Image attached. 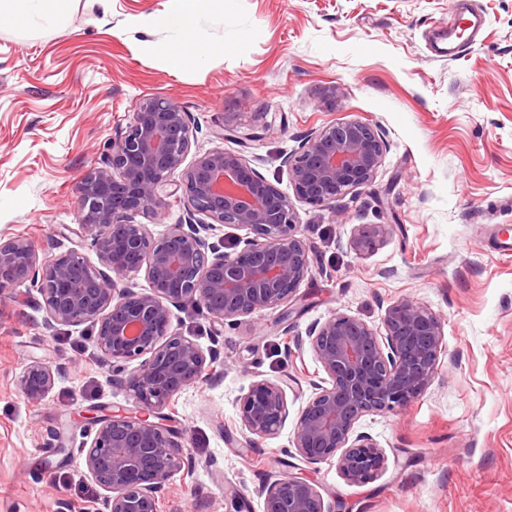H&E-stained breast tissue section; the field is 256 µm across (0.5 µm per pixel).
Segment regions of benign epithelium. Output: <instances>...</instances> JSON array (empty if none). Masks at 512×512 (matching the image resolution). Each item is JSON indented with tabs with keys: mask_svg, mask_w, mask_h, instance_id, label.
<instances>
[{
	"mask_svg": "<svg viewBox=\"0 0 512 512\" xmlns=\"http://www.w3.org/2000/svg\"><path fill=\"white\" fill-rule=\"evenodd\" d=\"M193 126L176 101L143 99L126 129L103 145L97 165L76 187L80 224L92 237L99 265L76 250L39 257L21 239L0 240V295L26 284L42 296L47 320L91 323L112 367L141 359L128 374L138 409L90 417L98 426L86 455L90 480L106 492L104 512H159L158 494L187 454L184 434L164 423L162 410L181 390L200 382L214 354L172 330L174 311L192 303L222 326L282 306L312 272V251L301 236L296 204L336 211V201L372 185L383 158L384 135L359 119L332 124L299 141L288 155L293 196L284 194L250 165L245 150L259 139L226 125L216 147L186 158ZM182 192L187 216L151 237L136 216ZM242 227L250 236L230 254L208 242L217 225ZM385 225H363L355 250L371 249ZM145 272L149 288L132 279ZM386 335L337 313L311 325L306 337L330 379L314 392L294 429L296 455L314 465L337 458L350 483L368 484L384 469V450L368 434L355 433L370 412H391L418 397L432 382L442 352L443 324L411 300L390 305ZM54 375L34 361L20 381L30 402L53 388ZM246 442L275 433L289 415L286 393L267 379L250 384L238 399ZM264 512H335L302 472L288 473L263 489Z\"/></svg>",
	"mask_w": 512,
	"mask_h": 512,
	"instance_id": "benign-epithelium-1",
	"label": "benign epithelium"
}]
</instances>
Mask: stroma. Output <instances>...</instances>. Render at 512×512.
I'll return each instance as SVG.
<instances>
[{"mask_svg": "<svg viewBox=\"0 0 512 512\" xmlns=\"http://www.w3.org/2000/svg\"><path fill=\"white\" fill-rule=\"evenodd\" d=\"M461 5L485 24L448 59L432 45L448 0H202L190 19L201 65L168 48L175 0H112L107 13L73 0L49 30L0 18V237L42 256L96 262L75 185L148 96L177 101L203 151L223 124L268 126L249 153L287 194L282 160L303 137L343 118L385 132L373 185L342 214L298 205L315 255L288 321L266 310L217 330L194 305L176 311L173 330L219 357L163 410L192 470L172 476L159 512H228L233 490L263 512L258 491L290 461L297 416L325 376L298 337L337 312L381 328L402 299L443 322L434 381L356 423L385 451L376 480L349 483L333 459L304 473L342 512H512V254L499 249L512 227V0ZM364 224L387 230L361 253L351 241ZM34 361L54 373L37 403L18 390ZM137 366L113 369L92 324H47L36 289L0 294V512H99L85 413L135 408L124 379ZM256 378L284 388L289 416L246 450L236 400Z\"/></svg>", "mask_w": 512, "mask_h": 512, "instance_id": "1", "label": "stroma"}]
</instances>
